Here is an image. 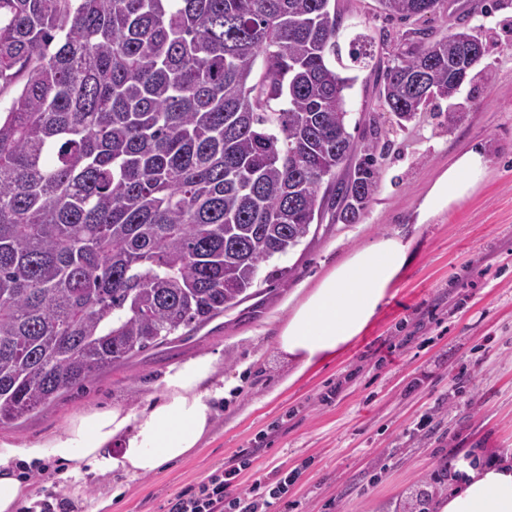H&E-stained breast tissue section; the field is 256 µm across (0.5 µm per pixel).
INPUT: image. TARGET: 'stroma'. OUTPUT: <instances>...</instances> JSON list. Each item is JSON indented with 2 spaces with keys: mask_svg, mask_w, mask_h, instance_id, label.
Masks as SVG:
<instances>
[{
  "mask_svg": "<svg viewBox=\"0 0 512 512\" xmlns=\"http://www.w3.org/2000/svg\"><path fill=\"white\" fill-rule=\"evenodd\" d=\"M455 0L418 22L387 16L377 0H336L339 44L375 40L369 67L352 70L347 130L377 142L380 180L360 220L325 214L287 254L262 263L257 295L207 326L148 349L71 386L0 437L33 441L89 408L138 407L167 368L215 356L230 383L210 432L186 460L115 484L86 483L80 512H167L169 500L252 450L238 478L245 492L260 476L300 469L290 509L272 512H410L427 491L428 512L447 495L443 473L458 449L512 460V0ZM466 25L486 42L487 66L452 100H438L406 127L379 97L380 69L419 28L436 39ZM482 145V189L452 211L417 223L415 210L455 154ZM388 236L409 240L413 260L371 324L332 361L292 386L293 363L276 346L286 302L349 254ZM431 420L419 428L421 416Z\"/></svg>",
  "mask_w": 512,
  "mask_h": 512,
  "instance_id": "stroma-1",
  "label": "stroma"
}]
</instances>
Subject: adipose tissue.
Instances as JSON below:
<instances>
[{
    "label": "adipose tissue",
    "instance_id": "ef3b65f1",
    "mask_svg": "<svg viewBox=\"0 0 512 512\" xmlns=\"http://www.w3.org/2000/svg\"><path fill=\"white\" fill-rule=\"evenodd\" d=\"M487 168L482 148L458 154L419 204L418 221L467 201L482 187ZM409 262V244L385 237L323 277L293 308L278 338L294 364L293 378L333 359L360 335ZM215 372V357L203 354L170 366L159 393L140 408L92 409L33 443L0 438V512H16L20 500L32 495L23 467L48 458L63 466L59 478L68 510L82 497L88 476L135 478L185 460L209 431L215 406L224 398ZM437 510L512 512V463L467 467Z\"/></svg>",
    "mask_w": 512,
    "mask_h": 512
}]
</instances>
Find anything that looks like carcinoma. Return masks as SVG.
Masks as SVG:
<instances>
[{
    "label": "carcinoma",
    "mask_w": 512,
    "mask_h": 512,
    "mask_svg": "<svg viewBox=\"0 0 512 512\" xmlns=\"http://www.w3.org/2000/svg\"><path fill=\"white\" fill-rule=\"evenodd\" d=\"M339 29L331 0H0V427L243 302L325 211L359 220L379 169ZM474 41L410 33L379 84L399 127L456 96Z\"/></svg>",
    "instance_id": "carcinoma-1"
}]
</instances>
